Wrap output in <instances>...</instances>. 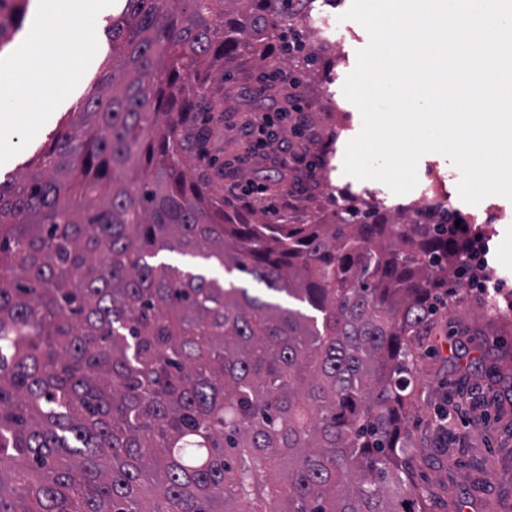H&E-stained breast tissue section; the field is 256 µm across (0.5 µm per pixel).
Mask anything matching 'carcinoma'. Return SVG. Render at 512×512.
I'll use <instances>...</instances> for the list:
<instances>
[{
	"instance_id": "carcinoma-1",
	"label": "carcinoma",
	"mask_w": 512,
	"mask_h": 512,
	"mask_svg": "<svg viewBox=\"0 0 512 512\" xmlns=\"http://www.w3.org/2000/svg\"><path fill=\"white\" fill-rule=\"evenodd\" d=\"M302 3L125 0L80 110L0 181V512H427L403 411L467 262L448 211L268 224L196 164L200 75Z\"/></svg>"
}]
</instances>
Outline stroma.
<instances>
[{
    "label": "stroma",
    "instance_id": "35a3bbf8",
    "mask_svg": "<svg viewBox=\"0 0 512 512\" xmlns=\"http://www.w3.org/2000/svg\"><path fill=\"white\" fill-rule=\"evenodd\" d=\"M351 0H313L312 16L336 21L346 39L340 50L306 41L302 56L286 58L279 42L263 56L239 52L211 75L215 108L201 169L223 167L213 183L225 204L239 207L247 196L275 224H311L358 197L376 200L375 211L396 224L412 215L428 183L458 206L456 216L488 244L487 291L465 281L449 282L437 302L431 336L416 342L409 390L413 403L404 425L412 462V481L423 489L431 512H512V200L498 195L479 204L462 202L459 169L442 154L418 161L416 187L398 196L382 182L359 180L343 172L347 143L362 128L359 109L343 94L356 53L368 43L358 23L343 20ZM120 0L96 20L98 50L73 92L54 110L37 136L18 155L0 165V181L22 171L48 147L65 118L96 82L109 51L106 26ZM300 80L290 90L286 79ZM306 125L294 130L295 108ZM274 112L273 136L253 149L247 131L259 112Z\"/></svg>",
    "mask_w": 512,
    "mask_h": 512
}]
</instances>
